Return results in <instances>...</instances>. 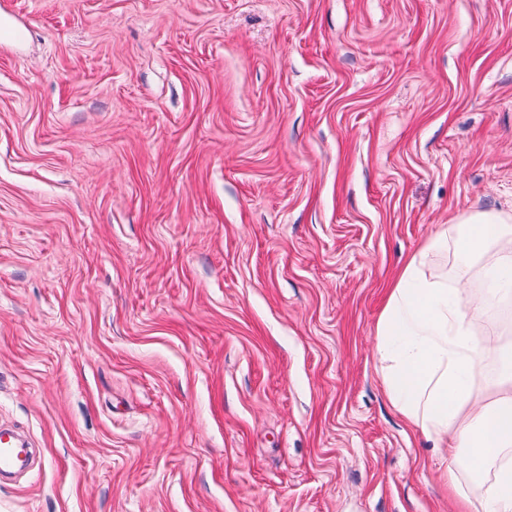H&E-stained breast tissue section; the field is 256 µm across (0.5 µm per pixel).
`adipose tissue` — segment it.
Returning <instances> with one entry per match:
<instances>
[{
    "mask_svg": "<svg viewBox=\"0 0 512 512\" xmlns=\"http://www.w3.org/2000/svg\"><path fill=\"white\" fill-rule=\"evenodd\" d=\"M450 246L465 256L492 254L491 270L507 290L427 274V257ZM505 301L512 302V216L478 212L408 259L376 326L386 397L432 447L448 451L445 480L457 512H512V346L490 347L475 335L476 323ZM492 357L499 377L485 397L474 376ZM473 473L490 476L476 500L463 483Z\"/></svg>",
    "mask_w": 512,
    "mask_h": 512,
    "instance_id": "1",
    "label": "adipose tissue"
}]
</instances>
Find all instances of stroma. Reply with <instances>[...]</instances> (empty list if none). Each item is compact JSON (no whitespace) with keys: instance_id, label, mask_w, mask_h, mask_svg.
Listing matches in <instances>:
<instances>
[{"instance_id":"obj_1","label":"stroma","mask_w":512,"mask_h":512,"mask_svg":"<svg viewBox=\"0 0 512 512\" xmlns=\"http://www.w3.org/2000/svg\"><path fill=\"white\" fill-rule=\"evenodd\" d=\"M0 20V425L35 450L0 512H455L376 325L443 225L512 215V0Z\"/></svg>"}]
</instances>
